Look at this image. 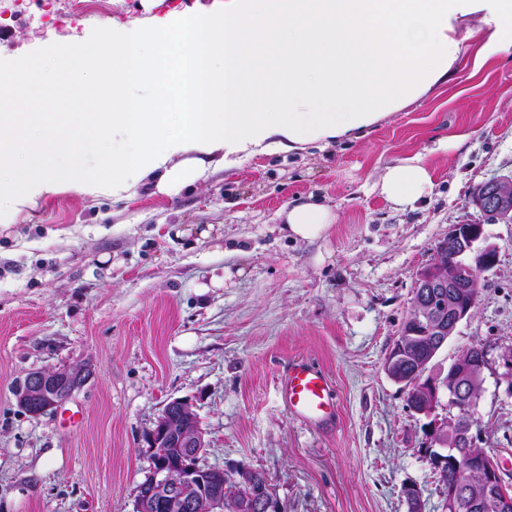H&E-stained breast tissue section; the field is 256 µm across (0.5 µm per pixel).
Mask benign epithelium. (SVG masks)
Segmentation results:
<instances>
[{
    "label": "benign epithelium",
    "instance_id": "7a95c632",
    "mask_svg": "<svg viewBox=\"0 0 512 512\" xmlns=\"http://www.w3.org/2000/svg\"><path fill=\"white\" fill-rule=\"evenodd\" d=\"M474 205L491 223L512 224V174L498 176L482 183L473 194ZM499 247L488 242L482 224H458L440 243L435 257L421 272L416 282L422 311L420 320L426 328L417 334L426 354L413 374V380L400 379L395 371L396 354H388L385 372L404 384L407 394L418 401L417 412L431 415L439 404V390L448 402L464 398L470 402L483 389L475 379L474 369L485 361L460 357L448 368V376L436 383L424 377L429 364L452 336L459 323L469 317L475 302L467 296L472 287L468 280L492 268ZM91 377L86 365L61 369L36 370L26 374L15 387L20 408L31 415H41L64 403L75 390ZM470 439V429L456 430L453 443L437 442L434 456L441 462L455 463V445ZM207 448L190 402H169L149 437L150 472L136 491V512H225L224 495L227 471L201 463ZM177 458L176 464L160 460L163 454ZM232 480L246 493L236 503V512H284L283 503L274 495L265 474L259 470L239 469Z\"/></svg>",
    "mask_w": 512,
    "mask_h": 512
}]
</instances>
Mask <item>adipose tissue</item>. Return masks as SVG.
Here are the masks:
<instances>
[{
	"label": "adipose tissue",
	"instance_id": "obj_1",
	"mask_svg": "<svg viewBox=\"0 0 512 512\" xmlns=\"http://www.w3.org/2000/svg\"><path fill=\"white\" fill-rule=\"evenodd\" d=\"M478 34L486 59L512 44V0H224L222 11H174L91 46L58 38L57 69L0 78V225L51 194L122 199L155 173L170 195L217 162L351 137L448 81ZM134 85L149 98L130 101ZM112 133L124 147L84 170V145ZM377 187L414 207L433 189L425 155L387 166ZM280 216L298 241L336 220L309 198Z\"/></svg>",
	"mask_w": 512,
	"mask_h": 512
}]
</instances>
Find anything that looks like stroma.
I'll use <instances>...</instances> for the list:
<instances>
[{"mask_svg":"<svg viewBox=\"0 0 512 512\" xmlns=\"http://www.w3.org/2000/svg\"><path fill=\"white\" fill-rule=\"evenodd\" d=\"M220 0H85L86 17L48 24L23 0L0 38V74L61 34L83 44L107 29ZM465 42L453 77L349 140L242 158L195 191L144 180L112 201L66 191L0 228V512H135L150 467L148 437L167 403L188 400L206 464L263 471L286 512H424L447 492L429 459L431 429L454 415L413 411L383 363L416 281L453 226L483 224L499 247L471 315L428 373L486 347L475 443L512 489V224L487 223L474 188L512 172V45L483 65ZM466 135L457 149L440 141ZM423 153L433 190L400 210L373 188L385 167ZM314 197L336 222L288 238L279 213ZM305 358L337 389L336 419H295L280 392ZM76 364L93 375L57 409L33 416L13 387L28 372Z\"/></svg>","mask_w":512,"mask_h":512,"instance_id":"35a3bbf8","label":"stroma"}]
</instances>
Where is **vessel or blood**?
<instances>
[{
    "label": "vessel or blood",
    "instance_id": "obj_1",
    "mask_svg": "<svg viewBox=\"0 0 512 512\" xmlns=\"http://www.w3.org/2000/svg\"><path fill=\"white\" fill-rule=\"evenodd\" d=\"M334 383L307 359L291 362L281 381V394L296 419L315 423L334 420Z\"/></svg>",
    "mask_w": 512,
    "mask_h": 512
}]
</instances>
